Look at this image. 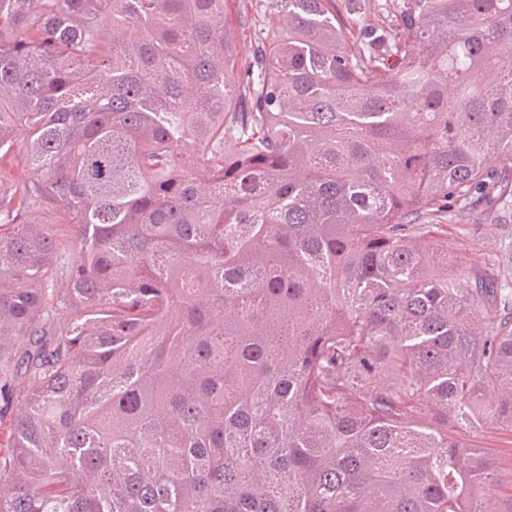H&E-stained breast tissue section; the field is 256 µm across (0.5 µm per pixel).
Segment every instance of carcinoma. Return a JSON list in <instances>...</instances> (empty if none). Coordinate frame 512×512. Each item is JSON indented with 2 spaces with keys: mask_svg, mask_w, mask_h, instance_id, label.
Here are the masks:
<instances>
[{
  "mask_svg": "<svg viewBox=\"0 0 512 512\" xmlns=\"http://www.w3.org/2000/svg\"><path fill=\"white\" fill-rule=\"evenodd\" d=\"M337 2L244 67L224 0H0V512H512L455 437L512 430V285L434 223L512 187V0ZM361 7L357 20H352L344 8V3H338L340 26L349 44H359L367 34L380 29L394 19L398 4L401 0H360ZM30 172L22 155L15 153L0 165V179L9 183H23L29 180ZM35 219L38 220L40 224L49 225L53 231V233L56 234V236L61 239V242L63 243L65 247V258L68 259L70 262L76 260L77 258V250L74 248V243L71 237V234H68L65 237H61L62 232H60V229L62 227L58 224L56 214L54 210L49 205H45L35 216Z\"/></svg>",
  "mask_w": 512,
  "mask_h": 512,
  "instance_id": "1",
  "label": "carcinoma"
}]
</instances>
